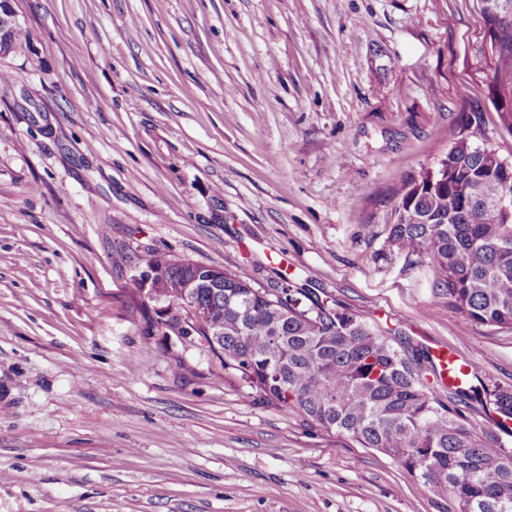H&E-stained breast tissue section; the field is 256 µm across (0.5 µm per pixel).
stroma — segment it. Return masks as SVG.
I'll use <instances>...</instances> for the list:
<instances>
[{
    "label": "stroma",
    "mask_w": 512,
    "mask_h": 512,
    "mask_svg": "<svg viewBox=\"0 0 512 512\" xmlns=\"http://www.w3.org/2000/svg\"><path fill=\"white\" fill-rule=\"evenodd\" d=\"M0 58V512H440L391 458L148 322L151 251L286 279L512 386L378 251L458 132L512 162L475 0H14Z\"/></svg>",
    "instance_id": "obj_1"
}]
</instances>
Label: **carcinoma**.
<instances>
[{"instance_id":"cac0c4a2","label":"carcinoma","mask_w":512,"mask_h":512,"mask_svg":"<svg viewBox=\"0 0 512 512\" xmlns=\"http://www.w3.org/2000/svg\"><path fill=\"white\" fill-rule=\"evenodd\" d=\"M476 2L491 34L499 119L512 133V8ZM27 48L16 23L4 53ZM474 137L459 133L435 167L401 184L382 251L433 264L441 294L466 322L512 330V170ZM147 262L179 284L201 270L176 267L158 251ZM221 272L220 287L194 289L208 314L190 321L174 305L178 289H153L150 301L172 309L160 325L204 345L260 401L387 455L428 486L444 512H512V451L491 447L463 411L475 400L492 405L500 424L512 421V388L489 390L469 378L445 387L429 352L408 337L290 281L256 288Z\"/></svg>"}]
</instances>
